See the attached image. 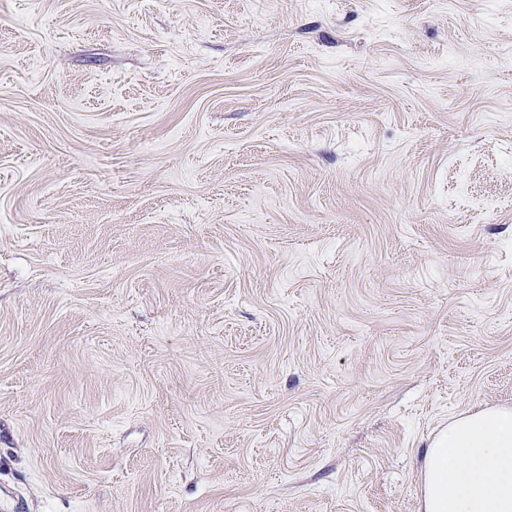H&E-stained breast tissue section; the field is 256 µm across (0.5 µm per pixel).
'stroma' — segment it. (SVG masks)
I'll return each mask as SVG.
<instances>
[{"label":"stroma","mask_w":512,"mask_h":512,"mask_svg":"<svg viewBox=\"0 0 512 512\" xmlns=\"http://www.w3.org/2000/svg\"><path fill=\"white\" fill-rule=\"evenodd\" d=\"M0 0V512H420L512 407V0Z\"/></svg>","instance_id":"stroma-1"}]
</instances>
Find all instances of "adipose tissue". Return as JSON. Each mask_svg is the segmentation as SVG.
I'll return each mask as SVG.
<instances>
[{
  "instance_id": "adipose-tissue-1",
  "label": "adipose tissue",
  "mask_w": 512,
  "mask_h": 512,
  "mask_svg": "<svg viewBox=\"0 0 512 512\" xmlns=\"http://www.w3.org/2000/svg\"><path fill=\"white\" fill-rule=\"evenodd\" d=\"M421 512H512V408L444 427L422 461Z\"/></svg>"
}]
</instances>
